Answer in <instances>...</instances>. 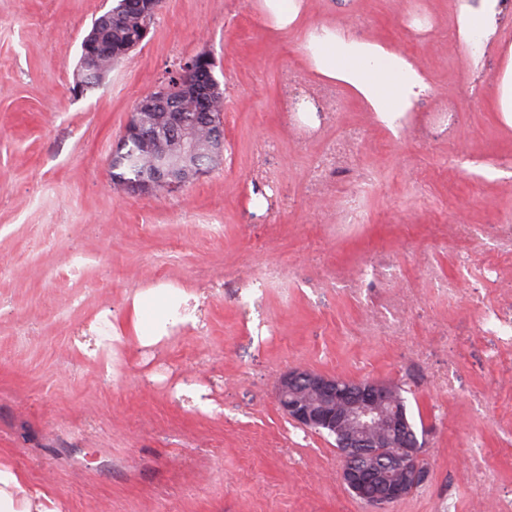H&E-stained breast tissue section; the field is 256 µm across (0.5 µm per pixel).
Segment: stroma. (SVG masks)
<instances>
[{
  "label": "stroma",
  "instance_id": "1",
  "mask_svg": "<svg viewBox=\"0 0 512 512\" xmlns=\"http://www.w3.org/2000/svg\"><path fill=\"white\" fill-rule=\"evenodd\" d=\"M110 5L0 0V463L61 512H370L341 483L333 439L279 408L278 377L302 365L410 388L433 428L430 477L389 512L512 499V347L469 303L512 315V267L459 274L452 231L473 224L491 244L512 216L500 107L512 13L480 45L460 33L462 0H299L283 28L263 0H162L145 40L75 93L81 41ZM324 27L417 70L425 89L401 128L317 71L305 46ZM200 53L224 90L223 164L176 191L125 194L111 159L135 104ZM451 107L445 135L437 117ZM351 126L387 147L358 157L376 175L371 222L340 228L313 210L307 173ZM379 252L414 297L401 336L366 320L382 289L336 282ZM426 262L465 302L429 285ZM271 267L283 282L249 300ZM160 283L198 295V327L95 358L75 347L99 316L125 324L132 295ZM180 384L205 387L215 410ZM475 456L492 483L468 479Z\"/></svg>",
  "mask_w": 512,
  "mask_h": 512
}]
</instances>
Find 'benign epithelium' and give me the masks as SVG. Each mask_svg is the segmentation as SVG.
Masks as SVG:
<instances>
[{"instance_id": "obj_1", "label": "benign epithelium", "mask_w": 512, "mask_h": 512, "mask_svg": "<svg viewBox=\"0 0 512 512\" xmlns=\"http://www.w3.org/2000/svg\"><path fill=\"white\" fill-rule=\"evenodd\" d=\"M82 51L85 64L90 51L102 59L112 58V46L96 41L93 33L85 37ZM216 88L210 67L185 60L174 79L139 99L123 140L134 139L148 147L160 137L157 117L162 114L179 144V152L160 156L150 179L125 183L126 193L145 195L159 189L174 190L199 179L209 172L197 163L202 153L223 161L222 115L208 111ZM187 97L194 99L195 116L191 118L184 111ZM201 126L208 129L205 141L201 140ZM394 395V388L388 383L347 379L304 367L288 370L277 387L279 407L290 421L307 430H326L338 437L343 448L341 483L372 512H387L429 478V468L423 463L427 430L416 435ZM363 448H376L380 455L388 448L398 452L388 463L361 465L357 459Z\"/></svg>"}]
</instances>
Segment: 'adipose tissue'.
Instances as JSON below:
<instances>
[{
  "instance_id": "ef3b65f1",
  "label": "adipose tissue",
  "mask_w": 512,
  "mask_h": 512,
  "mask_svg": "<svg viewBox=\"0 0 512 512\" xmlns=\"http://www.w3.org/2000/svg\"><path fill=\"white\" fill-rule=\"evenodd\" d=\"M322 75L341 80L365 96L380 117L407 111L423 85L407 61L381 46L328 33L313 52ZM199 298L182 288H147L131 301L129 325L141 345L163 342L174 325L197 326ZM0 512H59L47 494L30 493L22 476L0 463Z\"/></svg>"
}]
</instances>
